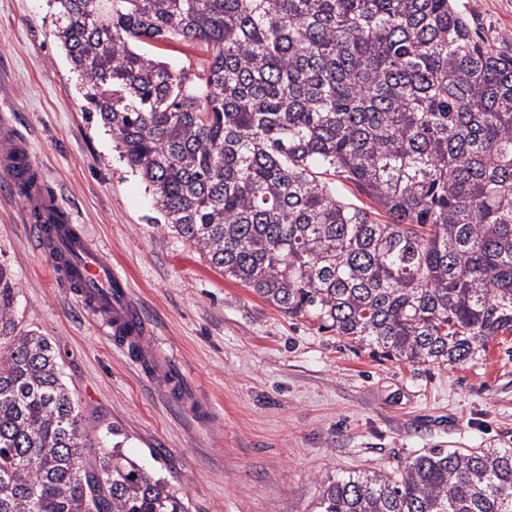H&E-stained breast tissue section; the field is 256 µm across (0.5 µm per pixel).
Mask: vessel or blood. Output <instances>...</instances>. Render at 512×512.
<instances>
[{
  "mask_svg": "<svg viewBox=\"0 0 512 512\" xmlns=\"http://www.w3.org/2000/svg\"><path fill=\"white\" fill-rule=\"evenodd\" d=\"M29 175L27 201L36 208L37 245L55 273L71 287L72 294L117 342L145 349L152 327L134 301L128 282L58 203L46 180L38 175L24 142L0 132V173L9 189H16L19 173Z\"/></svg>",
  "mask_w": 512,
  "mask_h": 512,
  "instance_id": "obj_1",
  "label": "vessel or blood"
}]
</instances>
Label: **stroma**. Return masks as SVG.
Instances as JSON below:
<instances>
[{"label": "stroma", "instance_id": "1", "mask_svg": "<svg viewBox=\"0 0 512 512\" xmlns=\"http://www.w3.org/2000/svg\"><path fill=\"white\" fill-rule=\"evenodd\" d=\"M512 44V0H458ZM48 0H0V129L24 140L61 206L154 322V365L82 310L34 247L28 204L0 182V263L22 327L48 337L101 439L179 488L189 512H316L324 483L396 471L432 448H512V339L463 364L411 365L288 319L154 225L54 38ZM186 397L167 393L168 376Z\"/></svg>", "mask_w": 512, "mask_h": 512}]
</instances>
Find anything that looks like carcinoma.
<instances>
[{
	"mask_svg": "<svg viewBox=\"0 0 512 512\" xmlns=\"http://www.w3.org/2000/svg\"><path fill=\"white\" fill-rule=\"evenodd\" d=\"M155 219L290 319L414 365L512 335V52L457 0H53ZM198 47L175 67L156 50ZM351 182L372 204L338 196ZM0 265V512H188L90 434ZM319 512H512V448H432Z\"/></svg>",
	"mask_w": 512,
	"mask_h": 512,
	"instance_id": "carcinoma-1",
	"label": "carcinoma"
}]
</instances>
